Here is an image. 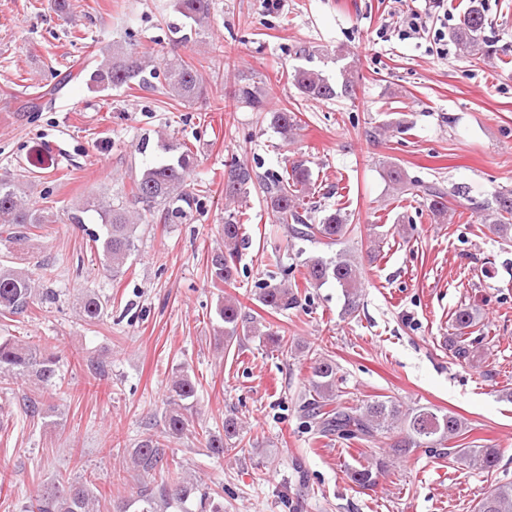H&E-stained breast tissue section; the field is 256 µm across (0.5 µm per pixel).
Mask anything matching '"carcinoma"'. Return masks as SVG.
I'll use <instances>...</instances> for the list:
<instances>
[{"label": "carcinoma", "instance_id": "cac0c4a2", "mask_svg": "<svg viewBox=\"0 0 512 512\" xmlns=\"http://www.w3.org/2000/svg\"><path fill=\"white\" fill-rule=\"evenodd\" d=\"M173 8L189 23L198 27L207 24L213 0H173ZM486 15L482 4L469 0L459 23L450 31L451 39L460 51L485 54L478 37L485 29ZM162 66L166 81V94L173 99L192 103L204 96L206 88L200 81L197 67L180 56H164L158 65H152L133 49L119 44L107 47L86 65L89 71L88 85L103 92L137 83L138 87L150 86L157 66ZM288 80L308 98L331 101L337 97H350L354 93V81L349 74H342V82L330 81L320 72L295 67L288 73ZM234 100L257 112L263 110V93L254 79L240 76ZM272 121L279 133L290 138L298 126L297 114L292 111L276 112ZM196 163L195 154L182 148L171 161L145 167L132 180L129 194L131 204H114L89 196L82 202L81 212L98 213L103 224V235L95 236L94 242L101 251L103 261L112 275L122 273L132 249L134 228L149 219H159L167 224L188 220L193 208L199 204V190L188 184ZM386 177L402 194H414L415 185L405 180L401 168L391 166ZM252 181L250 170L232 161L224 168V195L237 200L246 194ZM19 179L0 177V234L15 239L32 234L43 224L62 221L30 205L18 192ZM315 181L311 169L301 160L292 161L282 168L266 185V203L280 224L288 225L290 237L300 241L332 245L351 232L350 214L343 208L321 209L313 205ZM431 211L439 216L448 212V194L437 187L425 192ZM495 207L488 221L504 241H512V190L499 191L494 196ZM242 213L229 212L222 225L223 246L208 255L207 269L210 281L218 290L236 287L239 246L245 241ZM302 279L309 286L333 281L342 290L345 312L353 314L359 306L361 270L355 261L343 254L334 259L310 257L302 264ZM299 282L293 280L263 289L259 302L272 313H281L296 307ZM40 295L36 280L12 266H0V316L27 312ZM80 313L86 321L94 323L103 317L106 302L96 294L78 298ZM216 315L224 323L220 330L219 347L228 349L240 337L239 329L246 328L245 315L239 302L224 296L218 299ZM455 335L448 338V346L454 356L464 362L475 358L474 343L470 338L476 326V308L464 304L453 315ZM33 377L43 384H50L57 376V358L46 349L22 345L11 338H0V375ZM313 397L303 403L304 411L314 421L320 434L336 436L343 440H369L380 434H388L400 428L394 450L407 452L411 448H446L448 457L457 463L490 470L499 462L497 448L460 447L457 439L463 436L464 422L452 413L438 414L421 407L402 412L400 405L386 396L360 406L330 409L336 399V363L326 357L314 361L311 380ZM196 383L186 374L175 377L171 384V401L164 412V428L137 442L131 452L134 470L146 478H154L163 472L167 476L152 484H144L137 497L115 504V512H159L163 504L176 507L177 512H224L223 496L200 488L198 482L187 480L170 470L166 448L170 439L193 427V398ZM224 433H207L204 441L212 455L224 456L242 439V422L238 418H224ZM383 463L369 462L351 470L349 479L361 489L373 487ZM101 493L96 477H60L38 491L29 512H98ZM192 503L191 511L186 503ZM478 512H512V483L492 489L480 502Z\"/></svg>", "mask_w": 512, "mask_h": 512}]
</instances>
